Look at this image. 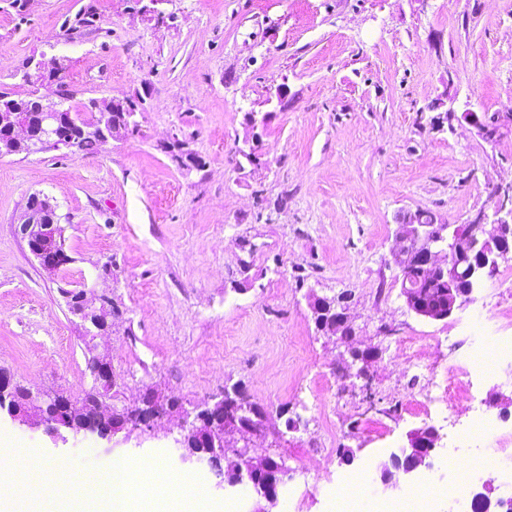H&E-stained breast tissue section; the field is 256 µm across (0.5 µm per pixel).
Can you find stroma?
I'll return each mask as SVG.
<instances>
[{
	"mask_svg": "<svg viewBox=\"0 0 512 512\" xmlns=\"http://www.w3.org/2000/svg\"><path fill=\"white\" fill-rule=\"evenodd\" d=\"M93 7L95 26L65 22ZM165 22L138 0H0V91L51 94L24 82L32 57L61 58L72 111L89 100L142 99L138 134L86 153L0 157V367L35 390L80 398L89 354L62 290L109 293L112 403L151 388L185 409L239 385L268 414L249 455L286 469L288 512H333L362 473L431 427L438 448L469 461L475 414L512 418V377L473 379L429 404L402 356L431 344L425 372L446 380L476 353L474 326L512 336V260L445 320L409 312L393 252L397 219L417 210L445 224L493 220L512 186V0H164ZM284 99H277V89ZM497 125L486 138L479 124ZM186 142L184 169L166 144ZM58 207L70 258L56 277L17 232L28 196ZM350 294L359 346L381 348L366 379L344 345L318 331L309 295ZM11 472L65 464L84 475L124 459L138 474L202 480L204 512H251L207 465L182 461L156 432L53 438L0 416ZM326 448L327 458L310 450ZM353 463H346L343 451ZM369 495L368 486L356 488Z\"/></svg>",
	"mask_w": 512,
	"mask_h": 512,
	"instance_id": "1",
	"label": "stroma"
}]
</instances>
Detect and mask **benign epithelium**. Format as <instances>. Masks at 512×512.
<instances>
[{
	"instance_id": "1",
	"label": "benign epithelium",
	"mask_w": 512,
	"mask_h": 512,
	"mask_svg": "<svg viewBox=\"0 0 512 512\" xmlns=\"http://www.w3.org/2000/svg\"><path fill=\"white\" fill-rule=\"evenodd\" d=\"M7 97L0 98V156L15 154L19 144L27 146L30 153L40 152L50 146L67 145L60 137L55 123L58 121L60 104L46 96L41 97L42 122L49 126L44 136L37 139L33 136L27 114L16 108L7 107ZM110 113L100 110L91 119L80 113L68 114L72 124L89 122L96 130L99 143L104 144L110 139L125 138L129 133L125 130L110 127ZM52 210L56 206L48 196L34 193L27 202L19 233L27 242L28 248L38 261L42 270L49 276L57 274L64 262L70 261L64 250L61 239V228L58 224H45L40 218L38 205ZM494 228L486 230L485 225L459 224H425L421 221L420 212H408L398 221L397 238L398 252L395 262L401 269V294L407 308L418 316L432 320H444L454 310L470 298L476 284L494 275L498 262L512 256V207L506 203L496 206ZM415 266L422 270L426 283H444L448 286V300L439 307L426 304L423 291L413 283L407 272ZM77 298V307L71 311L83 329V335L97 338L98 333L90 328V322L109 323L112 321V310L109 297L98 294L93 288H77L66 291L65 298ZM324 333L334 336L340 341L348 340L353 335L352 321L346 308L336 311V320L327 325ZM89 367L98 386L108 389L112 386V370L108 356L97 351L95 344L88 347ZM18 384L11 377L0 378V413L4 412L20 423L38 427L57 433L64 428L76 434L80 432L95 433L100 437L107 433L93 426L75 429L71 418L81 407V401L53 391L34 392L24 389V398L17 401L15 392ZM128 417L115 425L113 432L124 429H154L158 421L167 418L177 420L179 438L175 439L177 447L182 449L181 460L211 464L213 458H225L233 453L238 462L225 474L220 484L230 487L250 482L257 496L264 500L254 512H272L279 503V485L263 487L253 483V474L273 467L274 460L266 458L253 463L247 456L250 441L266 430V412L256 406L248 409V413L236 408L224 399L212 404H205L196 412L183 409L165 408L163 401L151 392H145L140 399L128 406ZM438 441L437 432L430 427H422L411 431L408 435V446L390 456V463L381 469V482L384 487L397 485L400 476H411L420 467L431 466L430 458Z\"/></svg>"
}]
</instances>
